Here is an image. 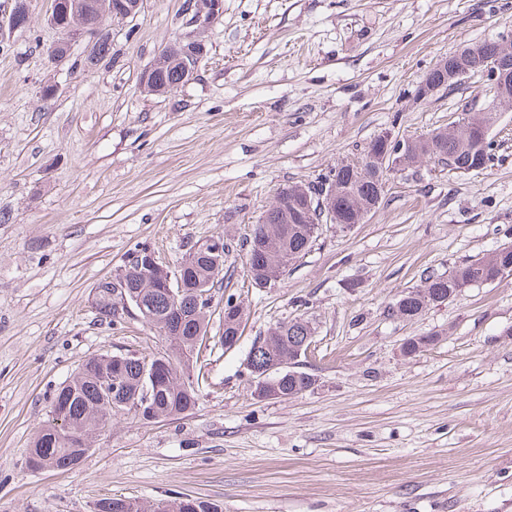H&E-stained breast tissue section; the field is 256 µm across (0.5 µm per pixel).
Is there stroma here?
<instances>
[{
    "label": "stroma",
    "instance_id": "1",
    "mask_svg": "<svg viewBox=\"0 0 512 512\" xmlns=\"http://www.w3.org/2000/svg\"><path fill=\"white\" fill-rule=\"evenodd\" d=\"M185 2L104 16L106 66L85 65L86 39L50 60L66 38L47 22L49 0H31L28 26L0 36V512L173 494L223 512H512V275L412 320L389 312L426 276L512 243V105L490 129L484 170L392 172L363 223L319 225L281 279L261 288L246 268L280 188L361 161L381 133L427 136L482 98L479 75L416 93L460 46L512 40V0H224L198 29L193 79L148 94L140 75L185 33ZM219 234L223 282L192 412L114 418L77 467L28 469L31 438L79 364L168 348L136 313L102 321L92 288L137 251L174 267ZM229 300L246 313L231 350ZM298 316L315 328L300 365L314 387L256 399L252 342ZM434 334L401 355L405 338Z\"/></svg>",
    "mask_w": 512,
    "mask_h": 512
}]
</instances>
